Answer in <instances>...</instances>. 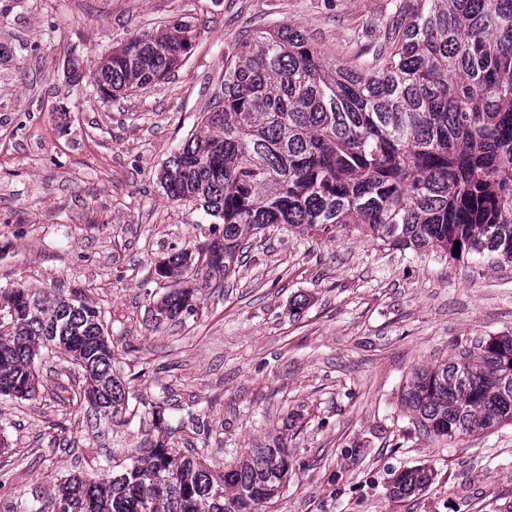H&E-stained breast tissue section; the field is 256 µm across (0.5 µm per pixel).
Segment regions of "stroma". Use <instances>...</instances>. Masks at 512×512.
I'll list each match as a JSON object with an SVG mask.
<instances>
[{"mask_svg": "<svg viewBox=\"0 0 512 512\" xmlns=\"http://www.w3.org/2000/svg\"><path fill=\"white\" fill-rule=\"evenodd\" d=\"M396 2L0 0V288L74 291L97 307L146 402L132 421L96 423L67 402L80 367L39 358L36 399L0 396V508L22 512L91 467L111 477L113 458L153 434L147 406L160 403L171 446L210 465L287 437L291 476L265 512H512V425L451 441L419 430L402 403L418 368L512 334V266L395 249L353 224L331 236L282 224L251 237L195 315L153 317L155 266L209 241L214 224L201 202L168 200L159 173L223 101L239 43L291 25L352 64L394 30ZM181 22L194 39L171 73L101 95L102 55ZM417 466L431 485L391 497Z\"/></svg>", "mask_w": 512, "mask_h": 512, "instance_id": "obj_1", "label": "stroma"}]
</instances>
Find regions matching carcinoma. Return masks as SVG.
I'll return each instance as SVG.
<instances>
[{"label":"carcinoma","instance_id":"cac0c4a2","mask_svg":"<svg viewBox=\"0 0 512 512\" xmlns=\"http://www.w3.org/2000/svg\"><path fill=\"white\" fill-rule=\"evenodd\" d=\"M165 31L102 58L100 93L146 90L187 54ZM375 64L330 63L300 30L279 26L243 40L224 71V105L163 166L168 199H195L218 235L155 267L172 290L155 319L195 314L202 290L239 263L242 242L274 224L333 232L342 224L403 250L490 255L512 264V0H408ZM60 350L84 372L69 401L116 420L130 391L115 368L100 311L20 284L0 289V395L30 400L35 360ZM404 400L438 437L512 424V334L415 370ZM157 436L112 467V479L74 475L34 512H260L288 481L277 436L214 469ZM425 468L401 471L396 498L429 486Z\"/></svg>","mask_w":512,"mask_h":512}]
</instances>
